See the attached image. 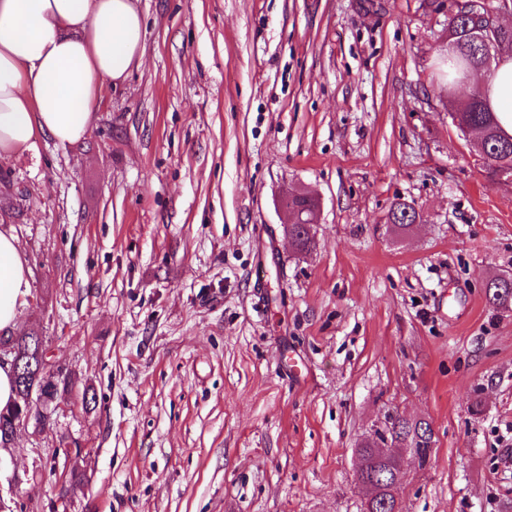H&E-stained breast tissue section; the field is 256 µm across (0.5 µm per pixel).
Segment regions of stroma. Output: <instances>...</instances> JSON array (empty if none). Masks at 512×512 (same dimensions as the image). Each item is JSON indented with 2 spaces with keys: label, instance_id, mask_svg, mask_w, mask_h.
<instances>
[{
  "label": "stroma",
  "instance_id": "obj_1",
  "mask_svg": "<svg viewBox=\"0 0 512 512\" xmlns=\"http://www.w3.org/2000/svg\"><path fill=\"white\" fill-rule=\"evenodd\" d=\"M84 141L0 159L21 333L94 410L18 432L11 512H363L355 450L428 420L403 512H512V177L448 121L454 0H136ZM319 204L298 252L283 196ZM414 205L419 220L390 224ZM82 450L63 491L51 454ZM491 292H488V302L497 308L512 307V279L498 278L494 281ZM425 425V428H423ZM376 438L383 447L388 446V442L393 445L395 442L409 441L413 448H408L415 454L417 448H424L421 453L422 464L424 468L429 457L428 449L434 448V432L426 422L410 423L399 415L389 414L386 417L383 430L375 432Z\"/></svg>",
  "mask_w": 512,
  "mask_h": 512
}]
</instances>
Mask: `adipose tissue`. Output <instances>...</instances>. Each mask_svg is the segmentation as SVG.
Wrapping results in <instances>:
<instances>
[{"instance_id":"obj_1","label":"adipose tissue","mask_w":512,"mask_h":512,"mask_svg":"<svg viewBox=\"0 0 512 512\" xmlns=\"http://www.w3.org/2000/svg\"><path fill=\"white\" fill-rule=\"evenodd\" d=\"M135 0H0V158L29 151L38 137L84 140L104 85L121 84L143 54ZM504 135L512 136V54L500 55L482 85ZM30 270L18 236L0 225V335L19 327Z\"/></svg>"}]
</instances>
